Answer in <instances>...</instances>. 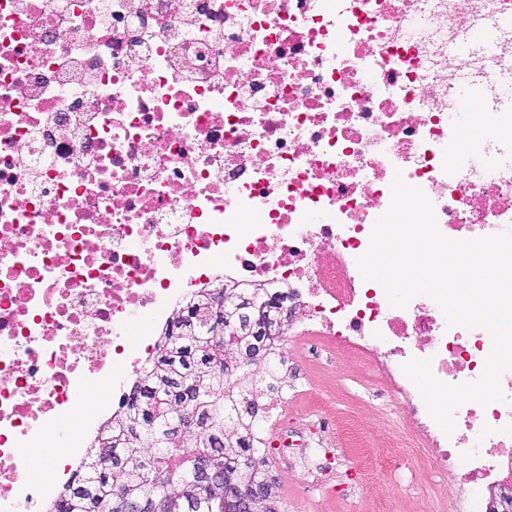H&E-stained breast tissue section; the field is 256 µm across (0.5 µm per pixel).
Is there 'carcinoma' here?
<instances>
[{"label":"carcinoma","instance_id":"cac0c4a2","mask_svg":"<svg viewBox=\"0 0 512 512\" xmlns=\"http://www.w3.org/2000/svg\"><path fill=\"white\" fill-rule=\"evenodd\" d=\"M260 288L219 284L179 308L85 465L47 512H232L248 492L272 507L277 483L257 437V385L233 382L264 352L277 375L278 339L290 321ZM194 419L184 434L178 415ZM212 472L205 474V467Z\"/></svg>","mask_w":512,"mask_h":512}]
</instances>
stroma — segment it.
<instances>
[{
	"mask_svg": "<svg viewBox=\"0 0 512 512\" xmlns=\"http://www.w3.org/2000/svg\"><path fill=\"white\" fill-rule=\"evenodd\" d=\"M259 403L266 410L287 406L285 427L303 442L320 439L311 424L318 411H326L336 424L333 446L353 465L362 486L358 501L329 488L314 503L304 495L299 476L273 462L269 469L278 480L279 512H416L414 505L428 485L444 481L441 475L402 466L408 453L402 437L407 417L387 397L364 386L343 357L312 350L282 358L277 390H262Z\"/></svg>",
	"mask_w": 512,
	"mask_h": 512,
	"instance_id": "obj_1",
	"label": "stroma"
}]
</instances>
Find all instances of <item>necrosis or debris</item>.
I'll return each mask as SVG.
<instances>
[{
  "instance_id": "1",
  "label": "necrosis or debris",
  "mask_w": 512,
  "mask_h": 512,
  "mask_svg": "<svg viewBox=\"0 0 512 512\" xmlns=\"http://www.w3.org/2000/svg\"><path fill=\"white\" fill-rule=\"evenodd\" d=\"M501 16L512 0H0V512L62 496L173 311L219 280L284 296L303 342L409 410L410 359L477 380L485 329L423 295L391 307L356 260L398 170L444 236L512 229V113L487 112L471 167L449 153L464 80L512 86L448 47ZM500 384L452 435L407 433L473 500L512 485V370ZM35 448L58 449L53 483L29 478Z\"/></svg>"
}]
</instances>
